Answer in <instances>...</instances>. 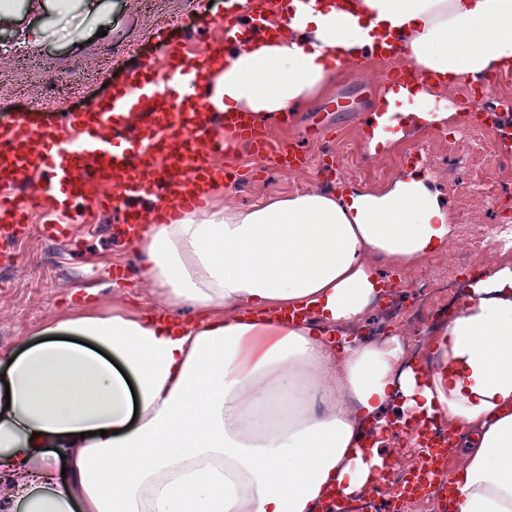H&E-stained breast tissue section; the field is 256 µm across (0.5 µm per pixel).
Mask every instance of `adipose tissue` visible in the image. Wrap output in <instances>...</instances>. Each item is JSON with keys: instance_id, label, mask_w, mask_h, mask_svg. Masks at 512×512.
I'll return each mask as SVG.
<instances>
[{"instance_id": "1", "label": "adipose tissue", "mask_w": 512, "mask_h": 512, "mask_svg": "<svg viewBox=\"0 0 512 512\" xmlns=\"http://www.w3.org/2000/svg\"><path fill=\"white\" fill-rule=\"evenodd\" d=\"M274 39L224 58L213 101L257 123L321 97L377 31L434 86L389 84L370 153L464 121L460 78L512 69V0H290ZM429 172L345 194L311 189L155 224L143 278L195 320L116 308L61 320L0 376V512H318L328 486L365 495L387 453L363 444L394 416L459 430L456 512H512V261L475 277L404 367L398 330L358 336L396 270L456 244ZM305 305L310 322L274 320Z\"/></svg>"}]
</instances>
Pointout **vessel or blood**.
<instances>
[{
    "instance_id": "b4317fda",
    "label": "vessel or blood",
    "mask_w": 512,
    "mask_h": 512,
    "mask_svg": "<svg viewBox=\"0 0 512 512\" xmlns=\"http://www.w3.org/2000/svg\"><path fill=\"white\" fill-rule=\"evenodd\" d=\"M269 2L257 0L245 23L225 24L223 39L196 57H187L179 44L170 45L163 70L142 65L113 85L108 96L82 110L58 112L50 119L20 112L10 123H1L0 230L15 236L28 230L29 201L17 189L33 175L39 179V195L54 205L40 227L48 239L67 236L77 205L112 211L133 240L144 230L139 201L149 202L155 224L201 210L215 184L238 177L221 162L223 120L212 101L214 82L224 71L228 44L239 42L243 28L269 33L263 10ZM133 116L140 131L131 138L125 128ZM62 129L70 131L69 140L59 139ZM238 131L258 160L288 169L308 161L306 151L273 141L248 117L240 118ZM450 446V441H440L403 458L410 480L392 490L393 501L422 497L436 488L452 498Z\"/></svg>"
}]
</instances>
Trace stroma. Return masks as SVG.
I'll return each instance as SVG.
<instances>
[{
    "mask_svg": "<svg viewBox=\"0 0 512 512\" xmlns=\"http://www.w3.org/2000/svg\"><path fill=\"white\" fill-rule=\"evenodd\" d=\"M58 14L54 0H15V17L0 19L5 42L23 41L32 53L22 62L0 55V120L10 121L28 107L50 113L83 108L105 96L109 85L150 62L160 64L168 43L202 52L224 33L220 17L226 0H73ZM388 63L370 57L348 69L323 96L301 108L291 126L269 123V133L292 139L311 162L301 172L254 160L236 147L223 162L241 168L231 192L215 188L212 201L231 197L240 206L274 193L310 188L335 191L338 183L377 186L394 173L416 166L436 177L435 187L461 238L481 224L512 216V153L499 150L492 134L474 148L473 121L444 129L413 132L400 147L369 154L358 136L361 118L379 97ZM25 194L33 199L27 236L0 240V352H10L68 315L106 313L123 307L137 313L164 310L157 288L147 284L144 260L124 225L78 219L79 237L47 239L39 232L44 206L35 181Z\"/></svg>",
    "mask_w": 512,
    "mask_h": 512,
    "instance_id": "obj_1",
    "label": "stroma"
}]
</instances>
